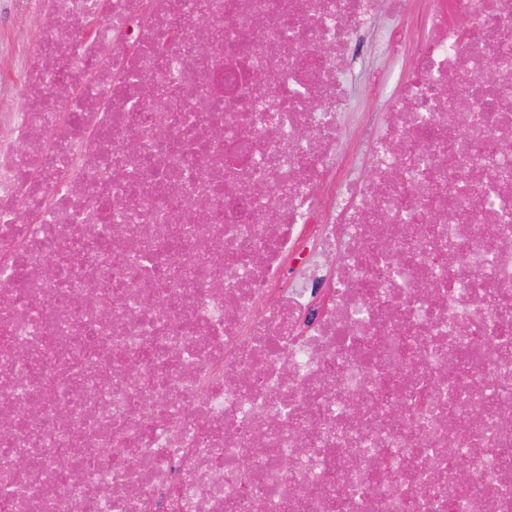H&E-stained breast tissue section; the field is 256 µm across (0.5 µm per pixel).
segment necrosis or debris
<instances>
[{
	"label": "necrosis or debris",
	"instance_id": "4bbe7bcc",
	"mask_svg": "<svg viewBox=\"0 0 512 512\" xmlns=\"http://www.w3.org/2000/svg\"><path fill=\"white\" fill-rule=\"evenodd\" d=\"M36 4L0 512H512V0ZM405 15L362 166L347 71Z\"/></svg>",
	"mask_w": 512,
	"mask_h": 512
}]
</instances>
